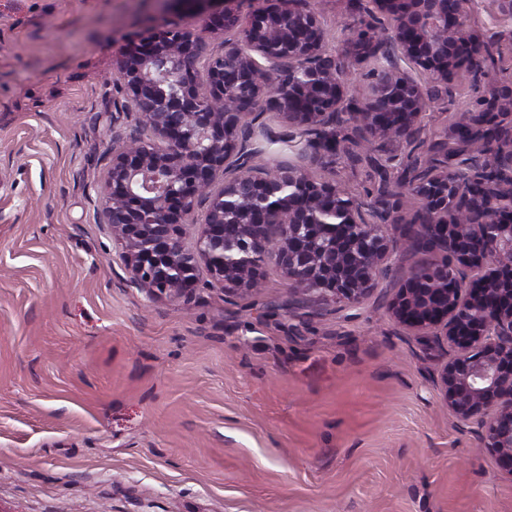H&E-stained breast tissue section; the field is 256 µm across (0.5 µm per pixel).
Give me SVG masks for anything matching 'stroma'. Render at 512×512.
<instances>
[{
	"label": "stroma",
	"mask_w": 512,
	"mask_h": 512,
	"mask_svg": "<svg viewBox=\"0 0 512 512\" xmlns=\"http://www.w3.org/2000/svg\"><path fill=\"white\" fill-rule=\"evenodd\" d=\"M365 3L314 0L356 99L375 66L354 46ZM464 11L493 58L427 109L430 142L480 88L512 83V16ZM164 25L202 21L163 0H0V512H512V475L443 404L454 349L387 311L425 253L399 250L369 296L315 313L283 310L294 291L273 263L261 288L186 300L130 282L97 217L125 98L112 61ZM254 130L259 162L312 153L280 145L274 113ZM407 153L357 147L308 172L368 203Z\"/></svg>",
	"instance_id": "obj_1"
}]
</instances>
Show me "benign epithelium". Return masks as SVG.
I'll return each instance as SVG.
<instances>
[{
	"mask_svg": "<svg viewBox=\"0 0 512 512\" xmlns=\"http://www.w3.org/2000/svg\"><path fill=\"white\" fill-rule=\"evenodd\" d=\"M165 2L205 27L157 29L113 62L126 97L114 103L100 219L130 282L152 298L188 299L203 273L225 292L251 290L273 258L296 285V305L358 303L399 249L384 231L397 223L388 202L367 206L301 165L258 169L246 121L275 112L333 159L347 154L335 135L345 120L365 144L422 145L435 163L404 165V183L418 204L411 243L435 260L391 289L388 312L411 332L442 330L456 349L438 376L445 405L480 426L483 447L512 475V164L480 161L463 181L448 160L450 144L512 156V90L487 87L486 110L457 114L442 144L420 138L439 89L449 92L460 69L483 68L486 46L467 30L463 0H368L355 46L377 67L357 106L312 0H253L245 21L243 0ZM382 21L393 52L364 35ZM235 28L238 39L208 49L204 33ZM468 271L476 275L463 288Z\"/></svg>",
	"mask_w": 512,
	"mask_h": 512,
	"instance_id": "benign-epithelium-1",
	"label": "benign epithelium"
}]
</instances>
